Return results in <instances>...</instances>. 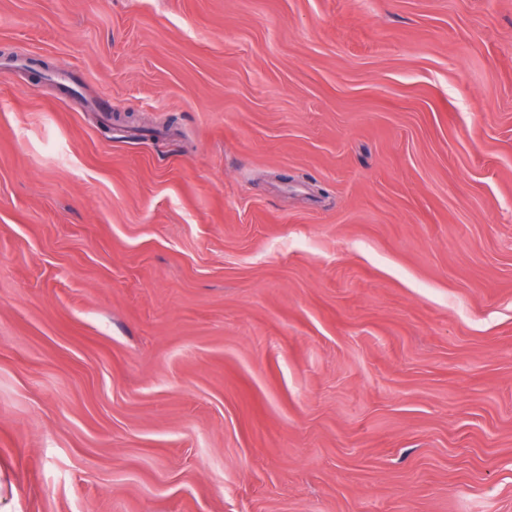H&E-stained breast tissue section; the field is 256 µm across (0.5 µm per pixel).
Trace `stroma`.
I'll list each match as a JSON object with an SVG mask.
<instances>
[{"label": "stroma", "mask_w": 512, "mask_h": 512, "mask_svg": "<svg viewBox=\"0 0 512 512\" xmlns=\"http://www.w3.org/2000/svg\"><path fill=\"white\" fill-rule=\"evenodd\" d=\"M0 512H512V0H0Z\"/></svg>", "instance_id": "1"}]
</instances>
